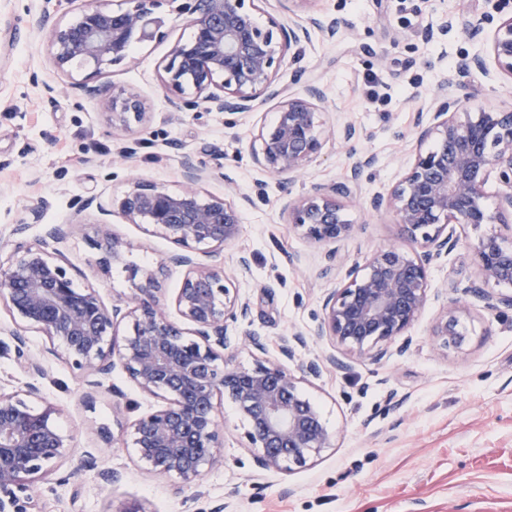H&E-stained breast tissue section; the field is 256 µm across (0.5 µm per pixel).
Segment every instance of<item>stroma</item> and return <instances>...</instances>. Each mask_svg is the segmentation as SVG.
Wrapping results in <instances>:
<instances>
[{
  "mask_svg": "<svg viewBox=\"0 0 512 512\" xmlns=\"http://www.w3.org/2000/svg\"><path fill=\"white\" fill-rule=\"evenodd\" d=\"M82 5L0 0V254L38 243L46 225L77 222L80 230L60 245L77 287L96 289L108 302L130 297L135 282L129 268L136 265L160 269L162 292L173 300L186 271L165 266L173 244L142 225L112 216L114 231L131 252L125 264L105 270L97 265V208L111 206L138 178L180 190L181 160L191 155L209 174L203 193L220 198L229 190L249 199L231 249L252 257L250 273L235 281L252 313L236 333L266 339L271 359L279 358L283 340L304 334L305 345L296 346L287 363L296 374L330 346L309 334L321 317V295L343 284L352 264L401 244L392 211L373 210L370 201L387 194L410 166L418 112L478 45L453 31L429 40L425 30L465 10L481 18L489 34L512 13V0H305L290 14L280 0H261L262 24L273 18L304 26L317 15L341 22L338 38L316 33L294 47L278 79L316 80L327 91L328 124L344 118L362 132L350 143L329 142L287 190L301 195L312 184L344 180L360 158L377 159L362 172L358 197L341 201L354 231L338 243L342 261L330 270L325 245L285 224L278 201L287 190L279 178L251 158L259 128L275 118V102L257 103L249 114L200 108L171 113L159 66L171 44L192 33L176 12L162 13L164 39L135 45L134 63L108 67L99 79L104 89L130 88L144 99L149 117L133 135L113 129L98 102L48 101L45 86H61L66 78L52 68L48 34L38 31V23L46 14L61 23L77 19ZM472 83L486 108L512 109L511 76L492 66L487 74H474ZM90 197L97 207L85 208ZM42 198L49 206L33 217L31 209ZM19 224L25 227L20 234ZM450 230L458 243L429 269L430 301L409 331V344H391L381 362L354 360L349 368L304 381L334 445L289 472L255 465L227 402L224 464L206 472V493L194 497L180 479L147 472L130 449L105 438L119 433L120 420L155 408V400L118 372L113 380L123 385L133 410L116 411L104 392L83 402L73 371L50 360L43 393L59 409L60 428L91 464L70 480V464L62 462L55 477L38 483L34 496L41 512H120L134 501L147 512H512V309H488L464 292L476 280L473 244L490 225L475 230L454 224ZM461 298L468 303L467 342L460 349L440 348L432 326L446 300ZM110 470L120 482L106 480Z\"/></svg>",
  "mask_w": 512,
  "mask_h": 512,
  "instance_id": "stroma-1",
  "label": "stroma"
}]
</instances>
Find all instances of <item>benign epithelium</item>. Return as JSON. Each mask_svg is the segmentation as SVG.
<instances>
[{"instance_id":"1","label":"benign epithelium","mask_w":512,"mask_h":512,"mask_svg":"<svg viewBox=\"0 0 512 512\" xmlns=\"http://www.w3.org/2000/svg\"><path fill=\"white\" fill-rule=\"evenodd\" d=\"M258 0H124L110 9L87 0L76 21L51 25L50 60L69 78L61 87H46L49 99L59 94L102 99L103 87L94 79L104 66L133 61L132 44L165 38L159 9L172 7L193 28L192 38L174 41L164 60L160 82L176 112L202 107L212 112L246 113L264 97L277 101L274 124L262 128L252 147L254 162L291 183L318 157L335 134L323 120L325 92L306 81L299 92L277 79L292 45L319 32L330 40L339 36V23L309 19V26L285 25L273 18L259 24ZM459 26L468 35L473 22L461 14L426 36ZM512 77V15L502 19L492 36L458 63L416 123V154L403 178L387 196L371 204L395 214L400 234L419 251L399 246L376 250L362 267L353 266L348 280L322 298V318L313 335L329 338L346 355L379 362L388 345L406 336L429 301L431 263L451 252L457 239L448 225L475 228L496 224L473 246L479 283L468 292L490 309L512 308V295L493 296L485 286L512 284V110L487 112L477 93L465 82L472 71H484L487 61ZM92 65L90 75L77 79L72 69ZM112 128L133 131L146 121V103L130 89L112 90L103 99ZM350 178L319 183L296 198H287L282 211L304 237L330 249V271L340 261L332 244L349 237L352 225L343 217L341 198L358 191L361 169ZM207 171L187 156L183 188L178 192L135 180L112 200L106 216L117 213L129 224L177 247L167 261L188 268L173 305V319L158 296L157 272L132 269L143 282L133 295L106 303L94 288H75L66 256L56 245L79 223L51 224L35 246L18 248L0 260V304L13 317L8 330L17 360L34 377H48L46 357L53 356L79 372L92 391L103 387L115 398L124 393L104 382L119 370L141 393L159 402L156 409L120 425L127 447L143 467L161 476H175L201 493L204 473L224 464L219 405L234 404L245 427L246 447L261 469L291 470L331 447L333 437L318 405L305 395L295 376L280 360H256L252 368L233 362L229 351L238 345L266 352L260 337L238 338L233 325L244 322L250 304L232 291L225 269L197 262L196 254L214 256L240 235V206L227 198L205 197L199 185ZM499 182L495 215L482 206L491 179ZM98 263L108 267L123 260L129 245L107 221L97 223ZM465 305L455 300L443 308L432 328L439 346L459 348L466 341L461 321ZM128 331L119 334L121 325ZM26 330L42 334L47 344L38 351L28 345ZM345 368L333 352L306 365L305 372ZM42 406H35V401ZM57 408L44 400L41 387L0 392V512H28L32 485L57 471L68 459L77 472L89 461L76 457L72 437L57 426Z\"/></svg>"}]
</instances>
